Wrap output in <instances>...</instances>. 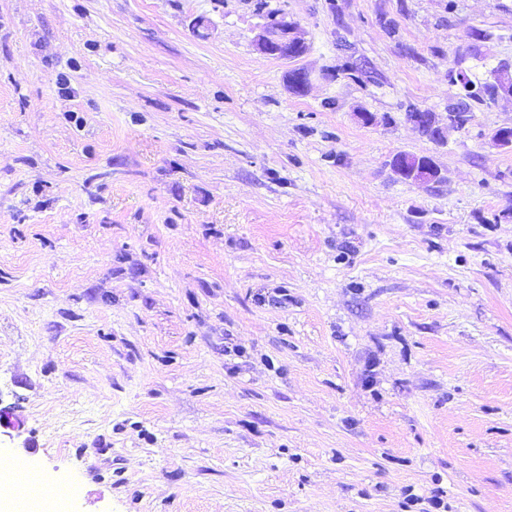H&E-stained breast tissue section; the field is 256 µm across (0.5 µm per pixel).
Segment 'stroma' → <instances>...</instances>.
Wrapping results in <instances>:
<instances>
[{
	"label": "stroma",
	"instance_id": "stroma-1",
	"mask_svg": "<svg viewBox=\"0 0 512 512\" xmlns=\"http://www.w3.org/2000/svg\"><path fill=\"white\" fill-rule=\"evenodd\" d=\"M503 63L512 0H0V456L65 512H512V99L406 119ZM268 21L260 25L259 33L255 39V46L259 53L267 57L281 60H297L302 57L306 49V43L300 32V26L294 21L284 18L285 24L271 28ZM290 22V23H289ZM292 48L289 49V46ZM299 50L298 54L294 53ZM461 71H449V78L452 81V78L457 74H462ZM463 81L460 82L465 91V94L457 99L454 102L449 103L448 105V124L443 125L439 122V119L434 112L421 111L419 109H414L410 112L420 111L413 114L408 121H410L415 128H422L426 126L430 132H434L435 138L444 139L445 132L453 128V123L450 119V114L453 115V121L456 123L458 128L464 127L471 120V113L473 112V103H480L484 99L485 96L489 94V85L487 83L480 84L477 86L468 77L463 73ZM432 136V135H430ZM432 136V137H434ZM402 160L415 163L414 169L410 172ZM389 166L393 174L400 179L410 173L409 181L417 184L432 183L441 176V170L432 157L425 155H410L405 151L395 152L391 157Z\"/></svg>",
	"mask_w": 512,
	"mask_h": 512
}]
</instances>
